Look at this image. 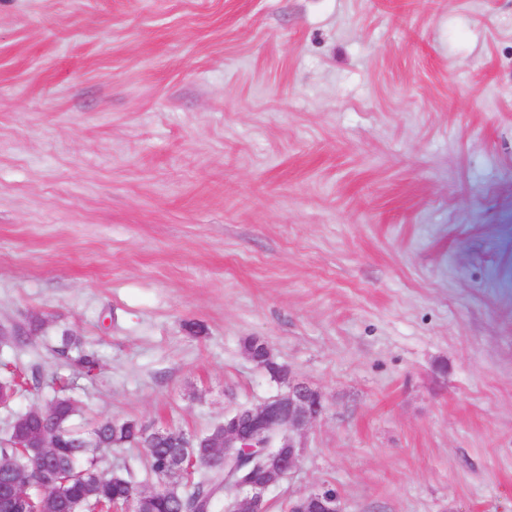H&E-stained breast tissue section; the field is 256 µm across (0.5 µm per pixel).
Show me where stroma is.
Returning <instances> with one entry per match:
<instances>
[{
    "label": "stroma",
    "instance_id": "35a3bbf8",
    "mask_svg": "<svg viewBox=\"0 0 512 512\" xmlns=\"http://www.w3.org/2000/svg\"><path fill=\"white\" fill-rule=\"evenodd\" d=\"M39 320L0 437L63 384L204 432L278 391L254 336L327 405L270 512H512V0H0V326ZM57 354L67 360L70 359V354L75 353V360L78 366L87 374L90 375L98 364V359L94 352L87 351L80 337L64 330L60 336V343L56 349ZM313 489L300 494L291 506L292 512H343L336 490L328 487ZM327 493H326V492ZM336 495H331V494Z\"/></svg>",
    "mask_w": 512,
    "mask_h": 512
}]
</instances>
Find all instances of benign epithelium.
<instances>
[{"instance_id":"1","label":"benign epithelium","mask_w":512,"mask_h":512,"mask_svg":"<svg viewBox=\"0 0 512 512\" xmlns=\"http://www.w3.org/2000/svg\"><path fill=\"white\" fill-rule=\"evenodd\" d=\"M282 390L256 407H240L224 415V470L228 486L225 512H268L265 495L298 466L308 429L324 414L322 391L294 378L291 370L275 361L266 348ZM12 512H44L26 494L25 487L12 483L7 488ZM291 512H343L340 498L321 489L300 494Z\"/></svg>"}]
</instances>
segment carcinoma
<instances>
[{
  "instance_id": "obj_1",
  "label": "carcinoma",
  "mask_w": 512,
  "mask_h": 512,
  "mask_svg": "<svg viewBox=\"0 0 512 512\" xmlns=\"http://www.w3.org/2000/svg\"><path fill=\"white\" fill-rule=\"evenodd\" d=\"M72 353L86 374L95 370L98 364L95 353L84 348L80 337L65 330L60 336L57 354L68 360ZM45 409L46 415L39 420L25 418L24 411L13 414L6 436L0 438V458H10L13 469L9 476H0V485L6 480L22 482L33 500L50 503L48 512H79L82 506L93 503L108 508L114 503L137 504L141 489L125 475L102 469L101 462L112 448L147 447L143 426L135 420L106 417L84 430L73 423L78 412L77 401L63 392L53 394ZM49 430L58 431L51 459L43 461L33 452H19L18 446L27 439ZM223 440L224 427L215 425L204 433L185 432L179 439L154 444L147 458L157 483L173 474L179 479L189 475L184 465L174 466L176 458L188 448L194 452L202 476L191 483L190 490L183 492L180 504L156 494L151 501V512H179L180 508H188L198 501L214 507L219 497L213 492L223 482L224 471L214 468L211 459L214 449Z\"/></svg>"
}]
</instances>
